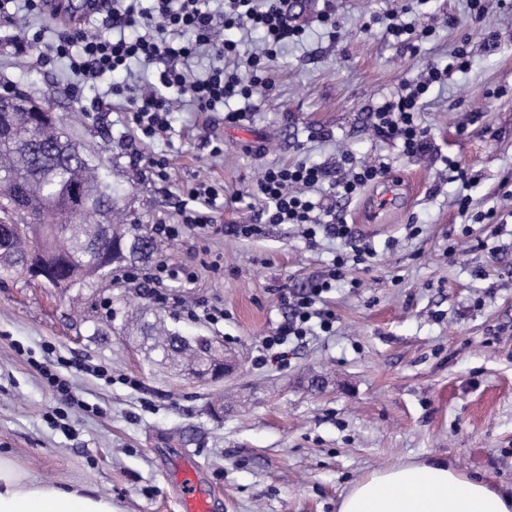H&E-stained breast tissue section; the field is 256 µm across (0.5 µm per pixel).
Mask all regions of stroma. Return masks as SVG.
Instances as JSON below:
<instances>
[{
  "label": "stroma",
  "mask_w": 512,
  "mask_h": 512,
  "mask_svg": "<svg viewBox=\"0 0 512 512\" xmlns=\"http://www.w3.org/2000/svg\"><path fill=\"white\" fill-rule=\"evenodd\" d=\"M336 5L331 34L319 0H307L303 40L279 51L250 120L225 123L236 101L221 113L176 112L169 139L152 142L120 104L89 109L123 75L78 86L65 64L20 53L0 18V82L55 95L67 134L100 164L128 223H176L198 177L224 188L217 223H254L263 166L309 160L327 169L313 198L376 251L349 263L320 301L336 318L332 334L312 332L263 362V337L290 314L282 294L327 277L347 244L322 232L307 240L290 224L252 238L198 228L158 240L157 260L196 276L172 279L158 310L183 335L212 337L235 356V371L218 380L154 363L123 333L150 301L125 267L71 288L1 277L0 454L31 477L109 496L116 512H180L175 475L188 465L219 512H337L361 478L438 458L512 494V0L479 23L469 0ZM390 15L419 38L385 36ZM461 44L468 67L420 105L434 151L403 156L375 136L370 108ZM204 132L223 141V155H210ZM344 152L387 163V178L330 196ZM151 157L165 160L168 181L151 177ZM462 193L464 215L454 204ZM492 208L496 219L482 221ZM211 306L223 319L201 317ZM60 357L71 404L41 372ZM227 390L232 402L212 417L209 403Z\"/></svg>",
  "instance_id": "1"
}]
</instances>
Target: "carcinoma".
Returning <instances> with one entry per match:
<instances>
[{
	"label": "carcinoma",
	"mask_w": 512,
	"mask_h": 512,
	"mask_svg": "<svg viewBox=\"0 0 512 512\" xmlns=\"http://www.w3.org/2000/svg\"><path fill=\"white\" fill-rule=\"evenodd\" d=\"M16 123L18 135L0 142V212L14 213L13 203L21 199L37 228L27 246L0 224V275L23 273L29 247L46 257L40 280L52 288L82 285L114 266L153 258L154 239L142 225L112 223L110 186L101 181L99 165L68 139L60 116L37 120L23 112ZM73 185L87 200L78 212L68 204ZM125 330L142 339L153 361L180 371L199 366L207 350L205 340L183 338L149 306L140 307Z\"/></svg>",
	"instance_id": "carcinoma-1"
}]
</instances>
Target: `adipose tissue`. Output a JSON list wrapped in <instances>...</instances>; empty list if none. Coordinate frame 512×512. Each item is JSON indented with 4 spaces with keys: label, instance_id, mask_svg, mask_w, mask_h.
I'll list each match as a JSON object with an SVG mask.
<instances>
[{
    "label": "adipose tissue",
    "instance_id": "1",
    "mask_svg": "<svg viewBox=\"0 0 512 512\" xmlns=\"http://www.w3.org/2000/svg\"><path fill=\"white\" fill-rule=\"evenodd\" d=\"M0 512H115L110 498L38 481L0 456ZM337 512H512V497L441 460L402 463L354 483Z\"/></svg>",
    "mask_w": 512,
    "mask_h": 512
}]
</instances>
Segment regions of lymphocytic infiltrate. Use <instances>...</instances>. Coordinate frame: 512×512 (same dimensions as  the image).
<instances>
[{"label":"lymphocytic infiltrate","instance_id":"obj_1","mask_svg":"<svg viewBox=\"0 0 512 512\" xmlns=\"http://www.w3.org/2000/svg\"><path fill=\"white\" fill-rule=\"evenodd\" d=\"M141 2L87 0L90 15H102V30L93 32L80 23L56 29L47 40L41 34L24 31L16 34L14 41L22 49L38 44L44 63L67 62L70 71L85 84L97 83L108 73L128 70L135 61L161 63V70L152 80L127 84L118 90L128 121L149 140L167 136L171 128L169 116L180 99H187L198 111L216 112L231 99L251 98L266 85L260 75L262 58H275L279 48L300 40L305 33L299 14L289 7L288 0H151L148 9L142 8ZM244 25L261 33L266 49L263 56L247 57L239 69L226 72L221 62L236 54L237 44L225 33ZM201 51L211 53L217 64L196 74L189 61ZM467 64L468 50L459 46L447 66H429L418 82L403 86L394 96L384 99L369 114L375 133L399 143L406 157L429 152L432 141L418 119L419 102L433 84ZM324 178L325 171L317 164L301 161L269 165L256 181L254 193L265 204L261 214L266 223L301 226L309 240L323 228L347 242L349 253L337 255L334 260L335 269L340 271L348 261L361 262L371 257L373 250L355 238L351 225H322L317 213L319 205L309 192ZM223 196V187L197 180L187 192L179 222L154 225V234L175 239L188 229L212 227L213 214ZM331 287V282L325 281L296 296L290 318L274 335L264 338V349L271 351L290 339L303 338L315 316L320 319L322 331H331L332 313L314 309Z\"/></svg>","mask_w":512,"mask_h":512}]
</instances>
